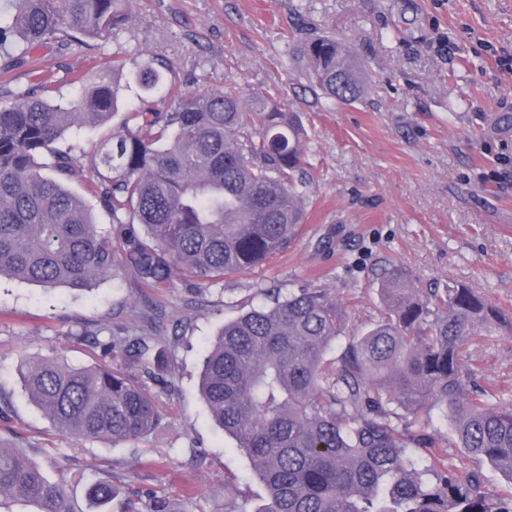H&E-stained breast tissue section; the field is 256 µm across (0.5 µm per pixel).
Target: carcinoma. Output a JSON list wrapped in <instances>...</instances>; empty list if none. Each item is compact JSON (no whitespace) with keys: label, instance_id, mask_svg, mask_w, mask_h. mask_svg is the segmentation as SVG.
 <instances>
[{"label":"carcinoma","instance_id":"1","mask_svg":"<svg viewBox=\"0 0 512 512\" xmlns=\"http://www.w3.org/2000/svg\"><path fill=\"white\" fill-rule=\"evenodd\" d=\"M126 8L127 0H9L0 11V74L64 37L124 27ZM289 55L334 103L368 93L351 48L315 25L296 27ZM120 70L101 63L95 81L65 103L48 99V82L32 71L0 102V278L91 291L123 269L154 286L178 268L213 284L298 237L309 193L299 113L264 94L248 105L234 85L170 88L171 109L161 111L152 95L172 67L154 58L130 73L140 94L128 104ZM119 112L121 129L89 160L90 180L112 223L138 225L148 245L133 229L113 245L67 186L77 163L75 146L59 147L65 133ZM407 280L401 268L383 270L384 312L358 337L342 339L345 310L317 287L251 308L208 345L200 395L264 483L257 512H512V492L492 494L480 469L512 483V403L492 387L468 389L477 368L467 356L475 336H511L512 319L464 284L424 293ZM19 374L29 400L71 437L131 440L161 423L146 388L122 371L32 359ZM433 409L475 464L464 478L432 417L414 429ZM116 497L112 481L93 484L87 512H112ZM8 501L76 512L64 483L0 444V506Z\"/></svg>","mask_w":512,"mask_h":512}]
</instances>
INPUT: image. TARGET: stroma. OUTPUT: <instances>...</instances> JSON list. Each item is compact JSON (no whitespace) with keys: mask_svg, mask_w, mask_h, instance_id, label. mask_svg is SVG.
Returning a JSON list of instances; mask_svg holds the SVG:
<instances>
[{"mask_svg":"<svg viewBox=\"0 0 512 512\" xmlns=\"http://www.w3.org/2000/svg\"><path fill=\"white\" fill-rule=\"evenodd\" d=\"M344 39L368 94L326 106L288 60L299 20ZM170 61L185 88L236 84L244 98L276 97L308 130L309 198L300 237L245 272L206 288L180 270L156 288L133 274L90 292L0 280V443L66 479L77 501L109 480L123 500L149 494L174 512H257L264 487L248 457L218 430L199 391L201 359L220 326L268 303L269 290L334 289L346 333L380 317L377 276L406 269L416 290L459 282L512 315V0H130L125 29L87 43L31 52L0 81V97L38 68L53 96L73 74L138 51ZM147 344L141 362L106 354L111 340ZM469 352L483 386L512 402V337L487 336ZM29 358L99 364L141 378L162 417L131 441L59 433L24 391Z\"/></svg>","mask_w":512,"mask_h":512,"instance_id":"1","label":"stroma"}]
</instances>
